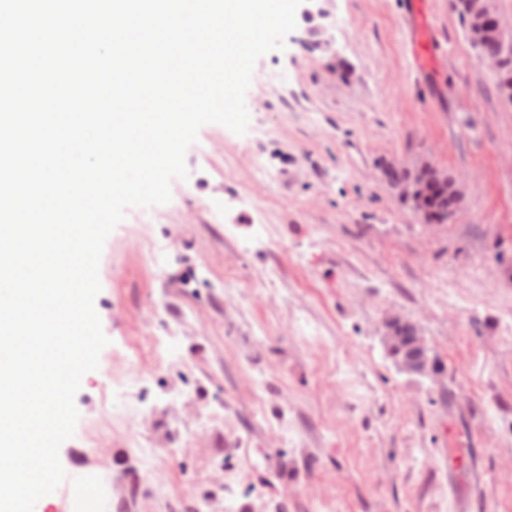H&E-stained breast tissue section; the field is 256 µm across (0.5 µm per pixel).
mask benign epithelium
I'll return each mask as SVG.
<instances>
[{
  "label": "benign epithelium",
  "mask_w": 512,
  "mask_h": 512,
  "mask_svg": "<svg viewBox=\"0 0 512 512\" xmlns=\"http://www.w3.org/2000/svg\"><path fill=\"white\" fill-rule=\"evenodd\" d=\"M469 36L474 40L494 36L507 50L512 42H506L492 0H474ZM402 200L425 224H437L439 220L428 217L436 201L453 195L460 199L455 178L432 162L424 160L413 172L411 181L398 188ZM383 338L389 351L398 357V363L407 372L423 374L428 368L427 347L419 334L417 325L401 316H394L384 323Z\"/></svg>",
  "instance_id": "benign-epithelium-1"
}]
</instances>
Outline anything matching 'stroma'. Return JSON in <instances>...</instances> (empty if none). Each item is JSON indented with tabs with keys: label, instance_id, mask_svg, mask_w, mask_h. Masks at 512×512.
<instances>
[{
	"label": "stroma",
	"instance_id": "35a3bbf8",
	"mask_svg": "<svg viewBox=\"0 0 512 512\" xmlns=\"http://www.w3.org/2000/svg\"><path fill=\"white\" fill-rule=\"evenodd\" d=\"M321 7L257 60L246 133L204 125L170 201L128 208L107 238L95 306L110 343L42 512H71L87 476L109 479L92 512H165L160 487L195 512L223 497L225 466L243 482L236 512H457L452 446L476 453L469 512H512V104L450 0H427L424 72L405 0ZM424 159L460 183L453 222L420 223L381 170ZM391 315L417 323L427 374L389 356ZM226 401L234 417L215 416ZM140 430L178 450L149 484L126 446ZM408 41L413 61L417 68L427 69L434 62L433 47L436 39L434 30L426 18V2L424 0H408Z\"/></svg>",
	"mask_w": 512,
	"mask_h": 512
}]
</instances>
